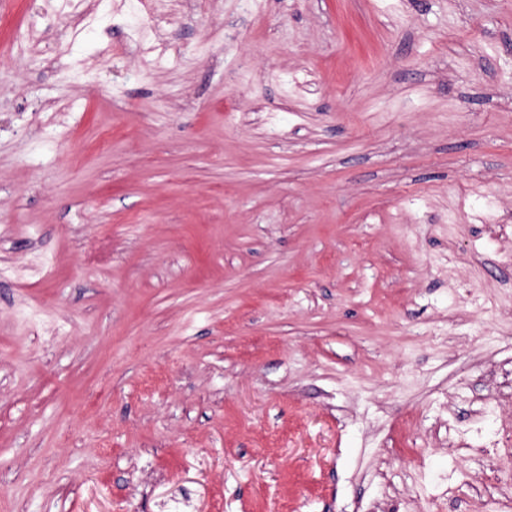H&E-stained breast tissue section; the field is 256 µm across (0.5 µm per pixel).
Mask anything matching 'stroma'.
I'll list each match as a JSON object with an SVG mask.
<instances>
[{"mask_svg": "<svg viewBox=\"0 0 512 512\" xmlns=\"http://www.w3.org/2000/svg\"><path fill=\"white\" fill-rule=\"evenodd\" d=\"M512 0L0 9V512H512Z\"/></svg>", "mask_w": 512, "mask_h": 512, "instance_id": "obj_1", "label": "stroma"}]
</instances>
